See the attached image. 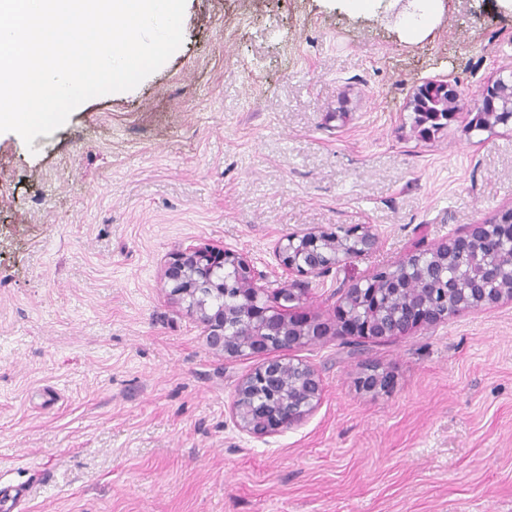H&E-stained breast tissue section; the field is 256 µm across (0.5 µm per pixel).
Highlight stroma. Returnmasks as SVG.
I'll return each mask as SVG.
<instances>
[{
  "mask_svg": "<svg viewBox=\"0 0 512 512\" xmlns=\"http://www.w3.org/2000/svg\"><path fill=\"white\" fill-rule=\"evenodd\" d=\"M186 0L183 42L137 87L25 145L0 134V484L21 512H512V302L407 336L292 350L323 383L301 424L253 437L230 411L255 357L211 351L163 273L365 224L373 252L297 277L329 322L337 288L512 208V129L429 138L422 81L465 103L512 76V11L442 0ZM388 371L367 393L365 366ZM419 2L414 11L407 18V32L411 37H416L429 21L435 12V1L437 0H414ZM456 86L457 83H451L449 79L426 81L414 89L410 99V106L418 105V101L424 99L422 92L426 93L431 97L430 101L435 105L436 112H450L449 121H452L459 114L458 111L461 108L460 101L462 100ZM431 103L426 109L414 112L416 127L423 122L422 117L419 115L420 112H435ZM391 381L387 372H379L376 367H366L357 378L358 387L365 392L375 393L385 389Z\"/></svg>",
  "mask_w": 512,
  "mask_h": 512,
  "instance_id": "1",
  "label": "stroma"
}]
</instances>
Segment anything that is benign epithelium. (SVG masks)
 <instances>
[{"label": "benign epithelium", "instance_id": "obj_1", "mask_svg": "<svg viewBox=\"0 0 512 512\" xmlns=\"http://www.w3.org/2000/svg\"><path fill=\"white\" fill-rule=\"evenodd\" d=\"M457 83L429 80L414 89L410 106L423 94L438 112L456 117L461 95ZM469 116L484 130L512 124V82L502 78L487 85ZM379 238L356 224L338 231L290 233L278 240L274 254L290 275L322 276L336 265L370 252ZM486 258L480 277L459 288L448 266L461 270L474 249ZM512 210L483 224H470L461 236L430 249L408 251L394 269L376 273L340 290L335 322L330 324L299 311L302 293L270 288L267 275L244 254L213 244L189 245L169 262L164 279L170 296L187 303L203 326L207 346L226 357H260L262 362L237 385L231 406L240 431L270 436L301 423L317 408L321 378L309 363L282 353L326 336L383 339L408 335L421 326L442 322L469 308L512 301ZM388 373L367 367L357 378L368 393L385 389Z\"/></svg>", "mask_w": 512, "mask_h": 512}]
</instances>
